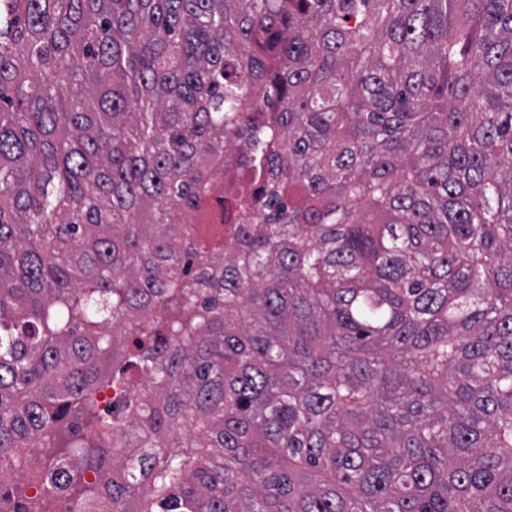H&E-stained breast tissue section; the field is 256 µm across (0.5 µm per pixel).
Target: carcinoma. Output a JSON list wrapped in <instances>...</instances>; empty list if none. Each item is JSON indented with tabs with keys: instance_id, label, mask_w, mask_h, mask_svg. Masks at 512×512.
<instances>
[{
	"instance_id": "cac0c4a2",
	"label": "carcinoma",
	"mask_w": 512,
	"mask_h": 512,
	"mask_svg": "<svg viewBox=\"0 0 512 512\" xmlns=\"http://www.w3.org/2000/svg\"><path fill=\"white\" fill-rule=\"evenodd\" d=\"M31 448L32 508L512 512V0H0ZM242 173L232 165H226L224 167V183L222 181L215 182L212 184L210 188L209 197H212L216 202V206L207 210L200 218L199 222L204 224H212L215 222V212L217 210V199L225 198L228 183L232 181L234 178L239 177ZM213 199L208 201V204L213 203Z\"/></svg>"
}]
</instances>
